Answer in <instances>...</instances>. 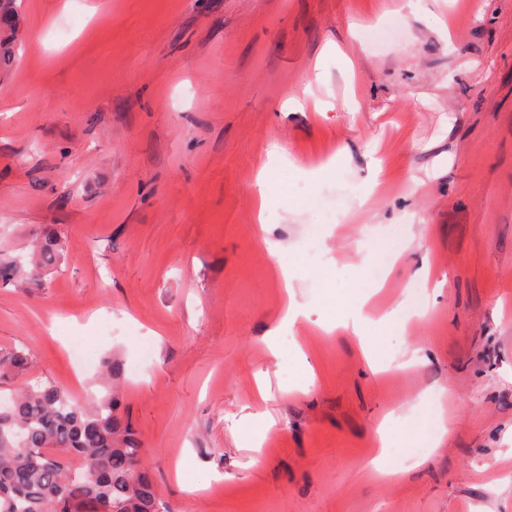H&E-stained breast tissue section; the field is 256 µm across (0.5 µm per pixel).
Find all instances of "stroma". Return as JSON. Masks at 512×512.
<instances>
[{
	"label": "stroma",
	"instance_id": "stroma-1",
	"mask_svg": "<svg viewBox=\"0 0 512 512\" xmlns=\"http://www.w3.org/2000/svg\"><path fill=\"white\" fill-rule=\"evenodd\" d=\"M92 2L18 0L0 71V261L26 262L0 283V349L34 355L0 391L88 405L120 361L173 512H512V0ZM263 168L288 200L261 213ZM331 258L364 293L384 269L372 311L407 319L376 337L380 373L322 330ZM285 265L310 316L274 355Z\"/></svg>",
	"mask_w": 512,
	"mask_h": 512
}]
</instances>
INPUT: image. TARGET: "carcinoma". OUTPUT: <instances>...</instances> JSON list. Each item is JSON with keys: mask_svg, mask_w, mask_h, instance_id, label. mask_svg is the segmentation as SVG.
<instances>
[{"mask_svg": "<svg viewBox=\"0 0 512 512\" xmlns=\"http://www.w3.org/2000/svg\"><path fill=\"white\" fill-rule=\"evenodd\" d=\"M16 0H0V66L14 57ZM59 243L42 246L36 268H51ZM25 347L0 355V379L28 371ZM144 449L107 392L86 409L50 381L0 401V512H172L157 496Z\"/></svg>", "mask_w": 512, "mask_h": 512, "instance_id": "cac0c4a2", "label": "carcinoma"}]
</instances>
